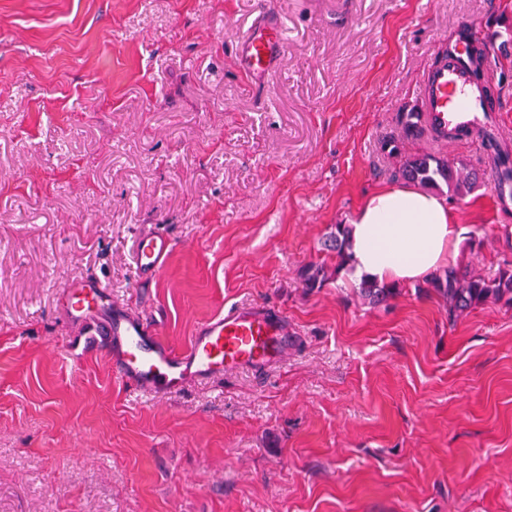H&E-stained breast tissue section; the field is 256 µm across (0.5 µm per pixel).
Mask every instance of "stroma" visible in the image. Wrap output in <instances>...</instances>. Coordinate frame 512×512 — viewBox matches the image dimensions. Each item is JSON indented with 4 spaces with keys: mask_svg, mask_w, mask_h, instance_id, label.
<instances>
[{
    "mask_svg": "<svg viewBox=\"0 0 512 512\" xmlns=\"http://www.w3.org/2000/svg\"><path fill=\"white\" fill-rule=\"evenodd\" d=\"M263 12L288 50L259 79L236 50ZM469 23L512 141V0H0V512H512V306L301 283L393 185L382 143ZM439 194L450 265L512 270V199ZM154 229L175 249L143 284ZM90 273L174 346L266 306L288 344L138 391L61 346L62 288ZM174 248V239L164 232L149 231L135 238L133 260L141 283L151 282L158 277L166 267Z\"/></svg>",
    "mask_w": 512,
    "mask_h": 512,
    "instance_id": "35a3bbf8",
    "label": "stroma"
}]
</instances>
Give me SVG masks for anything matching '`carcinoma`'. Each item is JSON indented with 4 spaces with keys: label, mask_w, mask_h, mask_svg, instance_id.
I'll use <instances>...</instances> for the list:
<instances>
[{
    "label": "carcinoma",
    "mask_w": 512,
    "mask_h": 512,
    "mask_svg": "<svg viewBox=\"0 0 512 512\" xmlns=\"http://www.w3.org/2000/svg\"><path fill=\"white\" fill-rule=\"evenodd\" d=\"M400 134L384 142L389 153L399 158L393 177L413 182L423 188H438L445 184L448 191L458 195L472 190L485 182L488 171H493L499 182L512 179L509 155L498 147L486 157L487 167L466 172L448 163L444 156L420 152L414 145L426 139L420 124V114L403 112L399 115ZM347 225H335V231L328 236L325 247L336 252L339 263L336 269L328 271L321 265L312 264L301 274L306 288H321L337 275L347 264ZM430 285L444 299L448 318L488 301H505L512 305V270H502L492 278L475 275L466 268L450 266L442 274L435 275ZM359 293L372 304H381L393 294V288L368 279L361 280Z\"/></svg>",
    "instance_id": "obj_1"
}]
</instances>
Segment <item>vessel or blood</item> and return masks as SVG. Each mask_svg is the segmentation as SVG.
<instances>
[{
    "instance_id": "vessel-or-blood-1",
    "label": "vessel or blood",
    "mask_w": 512,
    "mask_h": 512,
    "mask_svg": "<svg viewBox=\"0 0 512 512\" xmlns=\"http://www.w3.org/2000/svg\"><path fill=\"white\" fill-rule=\"evenodd\" d=\"M286 47L280 23L262 16L243 36L236 59L242 70L265 77ZM421 112L428 129L441 140L451 130L464 136L498 131V108L489 101L488 84L473 76L467 42L457 43L427 71L421 85ZM174 248L167 233L138 235L133 260L140 282L156 279ZM63 313L71 327L68 350L107 348L114 374L152 394L177 391L188 382L244 367H264L275 359L288 334L285 313L237 308L202 322L186 347L178 349L154 323L113 301L110 289L94 275L67 284Z\"/></svg>"
}]
</instances>
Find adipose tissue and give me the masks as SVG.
<instances>
[{
	"label": "adipose tissue",
	"mask_w": 512,
	"mask_h": 512,
	"mask_svg": "<svg viewBox=\"0 0 512 512\" xmlns=\"http://www.w3.org/2000/svg\"><path fill=\"white\" fill-rule=\"evenodd\" d=\"M462 231L445 198L414 187L369 195L349 226L348 265L380 283H418L457 252Z\"/></svg>",
	"instance_id": "obj_1"
}]
</instances>
